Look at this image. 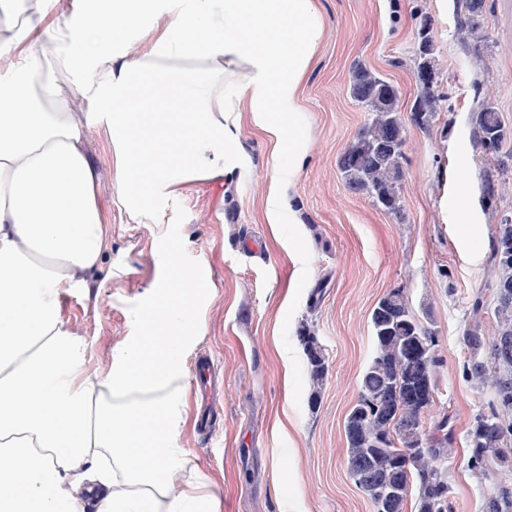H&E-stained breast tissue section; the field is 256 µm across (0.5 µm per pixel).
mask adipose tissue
<instances>
[{
	"mask_svg": "<svg viewBox=\"0 0 512 512\" xmlns=\"http://www.w3.org/2000/svg\"><path fill=\"white\" fill-rule=\"evenodd\" d=\"M35 0L0 30V512H221L179 436L197 339L191 271L148 302L155 334L87 365L61 298L93 288L110 227L83 145L95 112L138 223L224 175L225 89L299 170L293 120L322 38L316 0Z\"/></svg>",
	"mask_w": 512,
	"mask_h": 512,
	"instance_id": "adipose-tissue-1",
	"label": "adipose tissue"
}]
</instances>
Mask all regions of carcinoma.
I'll return each instance as SVG.
<instances>
[{
  "label": "carcinoma",
  "mask_w": 512,
  "mask_h": 512,
  "mask_svg": "<svg viewBox=\"0 0 512 512\" xmlns=\"http://www.w3.org/2000/svg\"><path fill=\"white\" fill-rule=\"evenodd\" d=\"M486 0H458V44L468 49L484 39ZM436 43L430 24L418 30L415 55L417 96L411 121L430 128L447 101L438 85ZM350 97L368 112L367 120L347 142L338 160L341 178L351 191L367 196L385 212L400 216L406 124L400 95L386 75L366 65L353 68ZM471 132L481 157L494 173L485 176L483 197L499 194L501 176L512 166V127L489 104L470 113ZM492 302L473 303L477 315L463 339L468 355L464 373L495 386L494 410L475 417L468 432L469 463L482 469L491 460L512 457V215L503 214L491 235ZM490 314L495 334L484 335L480 316ZM373 354L362 371L355 403L345 418L346 467L364 493L372 512H450L446 462L448 434L435 437L424 420L434 406L439 336L428 311H415L401 288L385 293L370 313ZM316 403L329 365L318 338L303 326L299 331Z\"/></svg>",
  "instance_id": "1"
}]
</instances>
